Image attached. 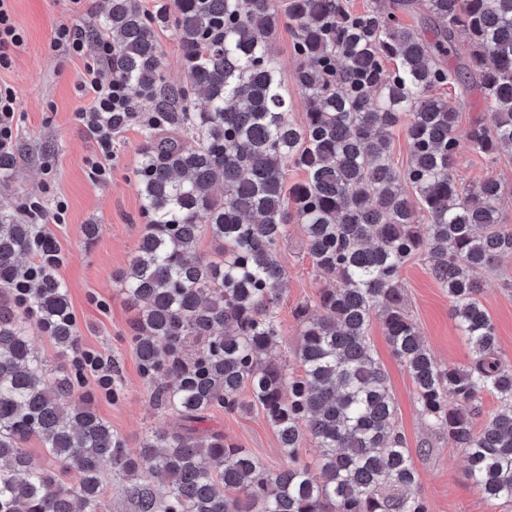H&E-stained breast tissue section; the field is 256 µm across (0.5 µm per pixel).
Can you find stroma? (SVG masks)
Wrapping results in <instances>:
<instances>
[{
	"label": "stroma",
	"instance_id": "stroma-1",
	"mask_svg": "<svg viewBox=\"0 0 512 512\" xmlns=\"http://www.w3.org/2000/svg\"><path fill=\"white\" fill-rule=\"evenodd\" d=\"M9 8L24 42L10 48V64L0 68V84L15 90L20 117L13 150L15 166L0 178V206L16 212L30 199L50 208L64 202L62 222L50 220L44 226L60 249L61 262L54 275L68 290L79 347L111 358L124 386L123 397L114 400L105 396L88 374L82 376L77 395L91 400L95 411L135 455L148 433L178 425L171 413L157 409L150 398L131 340L136 311L120 296L117 281L146 222L135 171L144 143L140 116L150 105L147 100H139L137 118L114 136L110 177L95 180L88 166L95 145L75 114L90 102L88 92L80 88V80L96 47L89 39L84 54L75 55L55 46L54 35L65 24L80 26L91 36L98 17L108 9V0H9ZM292 41L288 25H280L272 55L288 92V117L299 125L306 120V108L295 79ZM454 174L467 190L476 188L486 177L498 178L504 186L500 202L503 221L512 224V154L501 153L491 163L478 153L463 151L455 161ZM87 224L100 227L98 236L90 242L82 232ZM278 259L287 272L288 285L277 308L284 342L273 360L290 363L299 343L293 311L300 302L315 303L323 282L314 271L298 225L289 227ZM401 285L407 311L436 361L447 365L466 363L470 353L451 317L448 296L429 274L425 261L416 259L405 264ZM480 300L496 324L502 353L512 360V262L484 275ZM369 337L387 375L399 427L414 453L431 512H512V502L487 505L467 477L462 450L453 447L445 434L428 430L412 380L393 356L379 319H372ZM203 426L250 450L270 468L283 464L277 435L260 410L230 414L216 409L207 415ZM423 445L428 448L424 455L419 452Z\"/></svg>",
	"mask_w": 512,
	"mask_h": 512
}]
</instances>
